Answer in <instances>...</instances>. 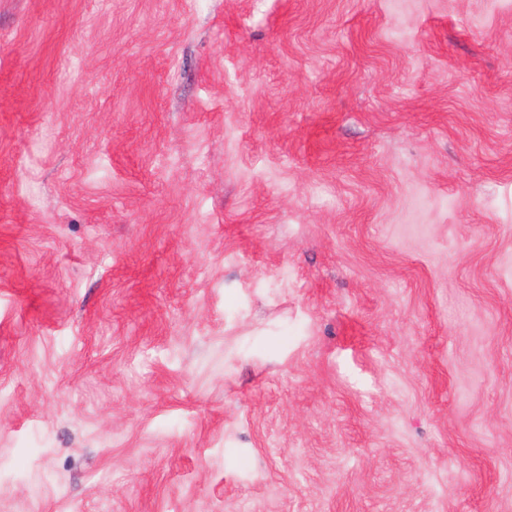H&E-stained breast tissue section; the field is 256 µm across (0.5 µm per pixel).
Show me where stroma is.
Returning <instances> with one entry per match:
<instances>
[{"mask_svg": "<svg viewBox=\"0 0 512 512\" xmlns=\"http://www.w3.org/2000/svg\"><path fill=\"white\" fill-rule=\"evenodd\" d=\"M0 512H512V0H0Z\"/></svg>", "mask_w": 512, "mask_h": 512, "instance_id": "obj_1", "label": "stroma"}]
</instances>
